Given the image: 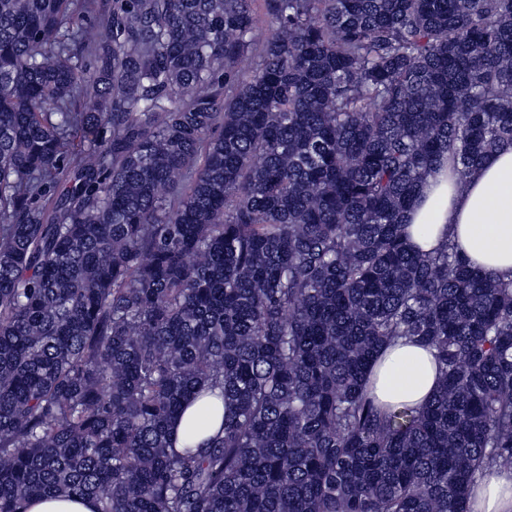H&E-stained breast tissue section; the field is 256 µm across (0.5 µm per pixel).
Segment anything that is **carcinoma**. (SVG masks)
<instances>
[{
	"label": "carcinoma",
	"instance_id": "cac0c4a2",
	"mask_svg": "<svg viewBox=\"0 0 512 512\" xmlns=\"http://www.w3.org/2000/svg\"><path fill=\"white\" fill-rule=\"evenodd\" d=\"M264 3L260 46L255 0H0V512H469L512 471V279L404 230L512 148V0ZM402 338L421 409L367 393ZM96 508L92 499L48 495L30 503L28 512H97Z\"/></svg>",
	"mask_w": 512,
	"mask_h": 512
}]
</instances>
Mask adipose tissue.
Returning a JSON list of instances; mask_svg holds the SVG:
<instances>
[{"label": "adipose tissue", "instance_id": "obj_1", "mask_svg": "<svg viewBox=\"0 0 512 512\" xmlns=\"http://www.w3.org/2000/svg\"><path fill=\"white\" fill-rule=\"evenodd\" d=\"M407 222L410 240L421 250L434 252L450 243L471 265L512 278V150L486 156L461 192L449 168H437L422 184ZM438 377L432 350L402 340L377 365L374 394L380 403L419 409L432 399ZM469 508L512 512V472L479 479Z\"/></svg>", "mask_w": 512, "mask_h": 512}]
</instances>
